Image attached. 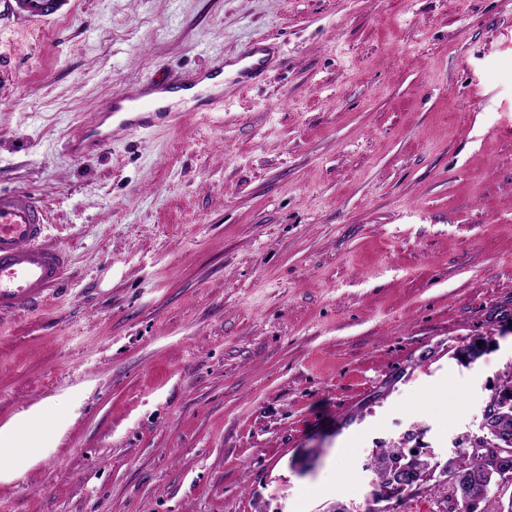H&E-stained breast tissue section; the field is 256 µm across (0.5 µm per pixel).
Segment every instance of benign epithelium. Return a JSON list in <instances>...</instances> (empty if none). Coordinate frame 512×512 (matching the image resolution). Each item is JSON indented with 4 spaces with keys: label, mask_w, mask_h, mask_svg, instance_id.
<instances>
[{
    "label": "benign epithelium",
    "mask_w": 512,
    "mask_h": 512,
    "mask_svg": "<svg viewBox=\"0 0 512 512\" xmlns=\"http://www.w3.org/2000/svg\"><path fill=\"white\" fill-rule=\"evenodd\" d=\"M480 456L487 463L488 472L498 475L495 482L497 487L512 485V448L502 446L489 450L487 448H473L467 453L457 452L455 456L446 462H436L428 471H410L399 482L391 486L377 485L374 492V501L385 503L378 512H393L394 502L403 499L405 494H414L422 489L431 480L445 482L451 485L461 498L462 508L474 510L476 499L469 492L468 483L464 480L465 473L469 470L475 457Z\"/></svg>",
    "instance_id": "1"
}]
</instances>
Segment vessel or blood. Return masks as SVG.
<instances>
[{
    "label": "vessel or blood",
    "mask_w": 512,
    "mask_h": 512,
    "mask_svg": "<svg viewBox=\"0 0 512 512\" xmlns=\"http://www.w3.org/2000/svg\"><path fill=\"white\" fill-rule=\"evenodd\" d=\"M72 0H8V11L18 21L40 24L67 15ZM167 87L140 83L113 97L91 129L69 143L80 154L123 136L129 129H150L163 118L178 121L172 107L160 105ZM69 253L47 234V216L40 200L23 190H0V314L37 306L58 285Z\"/></svg>",
    "instance_id": "vessel-or-blood-1"
}]
</instances>
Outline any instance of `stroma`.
I'll return each instance as SVG.
<instances>
[{
    "label": "stroma",
    "instance_id": "35a3bbf8",
    "mask_svg": "<svg viewBox=\"0 0 512 512\" xmlns=\"http://www.w3.org/2000/svg\"><path fill=\"white\" fill-rule=\"evenodd\" d=\"M259 38L222 110L66 150ZM0 189L70 257L0 320V426L53 408L0 512H372L512 371V0H0ZM72 0H8V11L17 21L40 24L67 15Z\"/></svg>",
    "mask_w": 512,
    "mask_h": 512
}]
</instances>
